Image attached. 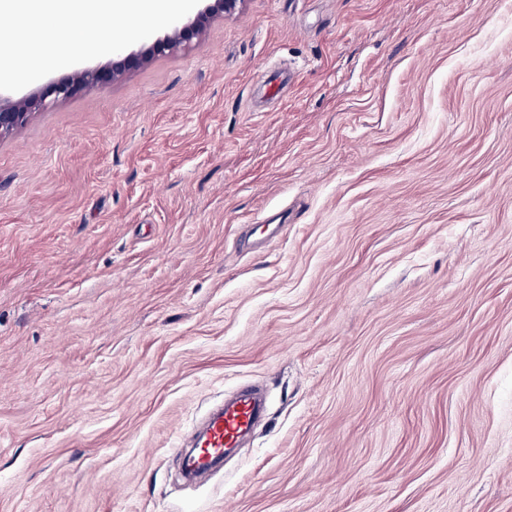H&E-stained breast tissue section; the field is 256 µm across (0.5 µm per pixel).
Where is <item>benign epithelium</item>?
<instances>
[{"mask_svg":"<svg viewBox=\"0 0 512 512\" xmlns=\"http://www.w3.org/2000/svg\"><path fill=\"white\" fill-rule=\"evenodd\" d=\"M245 0H207V5L195 18L185 24L175 23L161 39L154 41L135 54H129L112 61L111 66L100 69H84L75 72L66 80L51 82L29 97L14 101L0 100V138L12 134L30 118L32 110L46 109L55 103L70 97L77 88L99 81H116L128 71L147 62L157 55L174 52L188 47L197 38L213 17L235 14Z\"/></svg>","mask_w":512,"mask_h":512,"instance_id":"1","label":"benign epithelium"}]
</instances>
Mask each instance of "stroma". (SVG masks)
I'll return each instance as SVG.
<instances>
[{
    "instance_id": "1",
    "label": "stroma",
    "mask_w": 512,
    "mask_h": 512,
    "mask_svg": "<svg viewBox=\"0 0 512 512\" xmlns=\"http://www.w3.org/2000/svg\"><path fill=\"white\" fill-rule=\"evenodd\" d=\"M0 512H512V0H245L0 138ZM262 410L261 402L249 390L214 409L193 439L195 449L186 457L187 468L200 471L221 460L228 448H238L251 434Z\"/></svg>"
}]
</instances>
